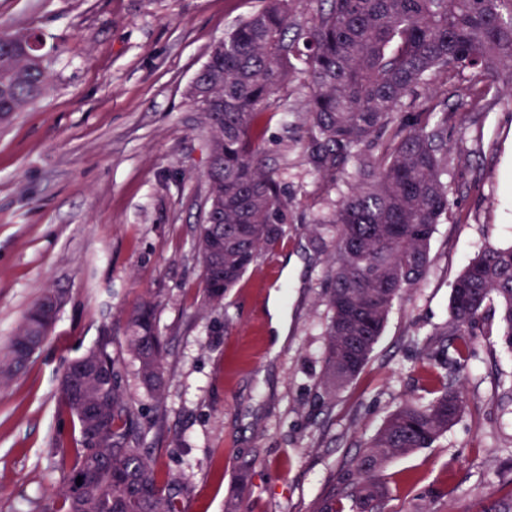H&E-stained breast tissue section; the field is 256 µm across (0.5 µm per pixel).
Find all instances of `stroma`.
<instances>
[{"mask_svg":"<svg viewBox=\"0 0 512 512\" xmlns=\"http://www.w3.org/2000/svg\"><path fill=\"white\" fill-rule=\"evenodd\" d=\"M260 0H0V22L37 30L55 57L51 90L0 126V353L49 291L62 297L39 351L0 387V512H54L66 476L57 448L75 423L59 384L100 337L121 354L144 446L185 487L179 512H314L405 400L426 399L422 352L451 319V286L489 246L512 244V100L448 109V184L457 221L438 225L430 268L392 309L359 376L331 400L321 378L327 263L305 227L326 209L304 173L303 104L293 82L259 146L284 174L288 234L223 304L202 303L195 249L207 143L186 96L210 46ZM282 294L288 334L273 349L269 302ZM157 304L169 378L162 403L122 354L126 322ZM457 422L430 448L383 472L385 512H479L512 490V353L480 322ZM444 487L432 501L430 487Z\"/></svg>","mask_w":512,"mask_h":512,"instance_id":"35a3bbf8","label":"stroma"}]
</instances>
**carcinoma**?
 <instances>
[{"mask_svg":"<svg viewBox=\"0 0 512 512\" xmlns=\"http://www.w3.org/2000/svg\"><path fill=\"white\" fill-rule=\"evenodd\" d=\"M311 3L310 17L293 24L294 0H263L211 47L189 85L215 155L204 172L206 200L219 205L212 223L197 225L196 247L205 303L218 305L288 234L285 182L268 168L258 141L264 115L279 108L292 81H303L306 164L328 204L309 232L317 244L331 245L321 384L333 396L364 368L394 304L427 275L436 226L452 216L448 124L456 113L448 111V86L469 72L467 97L476 110L492 92L512 96V0ZM25 36L0 24V123L41 102L51 87L50 54L27 55ZM432 81L439 88L415 103L417 89ZM350 165L353 180L338 184ZM58 305L49 292L29 310L0 359V386L20 371L18 343L28 335L45 340ZM449 307L451 321L423 363L431 374L428 400L393 411L315 512H381L386 465L433 447L463 413L462 391L440 368L466 365L472 327L485 313L492 312L500 343L512 351V245L489 246L473 258L452 284ZM109 344L103 336L87 351L112 370L106 387H86L111 402L105 434L88 437L87 420L63 400L79 439L56 512H178L170 481L144 448L145 431ZM125 352L147 394L161 403L166 346L150 298L128 317Z\"/></svg>","mask_w":512,"mask_h":512,"instance_id":"obj_1","label":"carcinoma"}]
</instances>
